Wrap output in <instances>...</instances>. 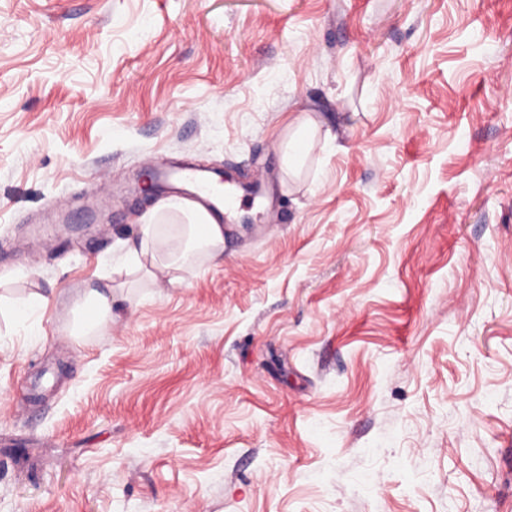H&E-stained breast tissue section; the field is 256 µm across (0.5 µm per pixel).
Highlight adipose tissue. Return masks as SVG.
Returning <instances> with one entry per match:
<instances>
[{
    "label": "adipose tissue",
    "instance_id": "ef3b65f1",
    "mask_svg": "<svg viewBox=\"0 0 512 512\" xmlns=\"http://www.w3.org/2000/svg\"><path fill=\"white\" fill-rule=\"evenodd\" d=\"M159 210L175 209L182 213L187 222L182 225L179 236L184 241L181 251L171 252L165 263H158L149 250L148 242L128 249L124 262L127 273L137 274L148 279H155L157 272H165L170 283H180L179 272L189 258L197 252H206L209 259L219 263L224 259V227L207 210L182 200L176 203L162 201Z\"/></svg>",
    "mask_w": 512,
    "mask_h": 512
}]
</instances>
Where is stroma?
Returning <instances> with one entry per match:
<instances>
[{
    "label": "stroma",
    "mask_w": 512,
    "mask_h": 512,
    "mask_svg": "<svg viewBox=\"0 0 512 512\" xmlns=\"http://www.w3.org/2000/svg\"><path fill=\"white\" fill-rule=\"evenodd\" d=\"M0 512H512V0H0ZM166 171L162 170L159 173V182L160 187L165 192H170V190H175L177 188V183H190L194 186V195L197 198L204 199L202 200L208 207L215 208V205L209 199H217L223 202L224 204V216L227 220H230L235 212L236 206V198L235 195L231 192H223L219 189L212 187L208 182H205L201 179H198L195 173L192 170H186L182 174L183 171ZM175 209L182 213L189 221L180 227L178 234L180 249L181 239H184V248L178 254V250L171 248L170 259L157 264L154 252H150V240H142L139 248H129L123 268L128 274H139L143 278L156 279L154 270L165 272L169 276L171 284L181 283L182 278L176 274L182 269L189 258L199 251H205L213 262H224V225L207 210L197 207L188 200L179 202L160 201L156 207V213L164 210ZM149 257V260L147 259ZM113 298L99 291H91L86 300V321L95 326H104L112 315Z\"/></svg>",
    "instance_id": "35a3bbf8"
}]
</instances>
